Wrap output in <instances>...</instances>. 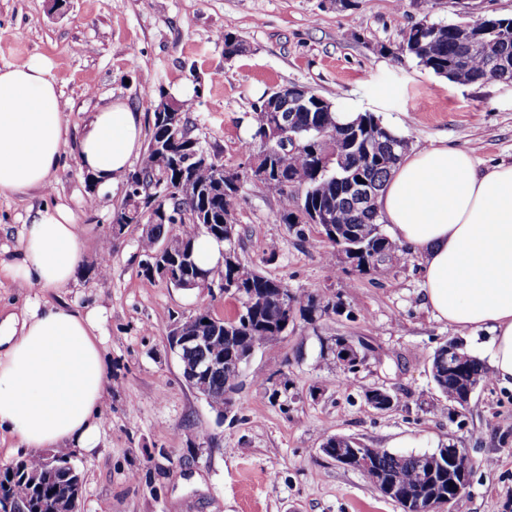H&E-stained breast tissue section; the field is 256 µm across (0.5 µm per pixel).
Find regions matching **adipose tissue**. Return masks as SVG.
I'll return each mask as SVG.
<instances>
[{
    "instance_id": "1",
    "label": "adipose tissue",
    "mask_w": 512,
    "mask_h": 512,
    "mask_svg": "<svg viewBox=\"0 0 512 512\" xmlns=\"http://www.w3.org/2000/svg\"><path fill=\"white\" fill-rule=\"evenodd\" d=\"M69 134L49 67L38 60L0 68V196L49 187ZM141 115L121 101L92 114L78 139L81 169L124 180L142 146ZM391 237L421 260L434 316L491 334V366L512 387V164L481 170L471 151L445 144L403 155L377 199ZM81 233L63 207L37 210L7 269L34 287L73 280ZM98 326L65 303L0 321V438L28 454L93 451L108 375Z\"/></svg>"
}]
</instances>
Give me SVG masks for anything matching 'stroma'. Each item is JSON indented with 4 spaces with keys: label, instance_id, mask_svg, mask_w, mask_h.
<instances>
[{
    "label": "stroma",
    "instance_id": "35a3bbf8",
    "mask_svg": "<svg viewBox=\"0 0 512 512\" xmlns=\"http://www.w3.org/2000/svg\"><path fill=\"white\" fill-rule=\"evenodd\" d=\"M488 15L511 18L512 0H0V68L49 63L70 128L50 187L0 196V261L13 262L23 224L44 205L68 207L83 240L75 285L0 279V320L64 301L99 325L110 369L100 440L69 453L83 476L82 512H401L363 473L322 455L336 434L398 453L466 449L471 489L451 512H512V390L489 377L454 416L436 411L431 360L459 334L424 305L418 257L329 271L318 226L282 223L279 199L247 180L234 200L241 259L293 294L325 292L346 310L295 320L258 349L235 410L221 418L184 381L168 336L200 308L227 317L237 302L145 275L142 225L111 229L125 184L90 186L76 150L91 113L115 100L151 131L161 90L190 101L192 136L241 172L254 104L297 85L334 108L374 113L409 148L445 139L473 150L481 166L511 163L512 82H454L397 51L416 22ZM227 30L245 43L230 59ZM338 336L369 345L357 373L321 357V340ZM369 388L387 389L394 407H370Z\"/></svg>",
    "mask_w": 512,
    "mask_h": 512
}]
</instances>
